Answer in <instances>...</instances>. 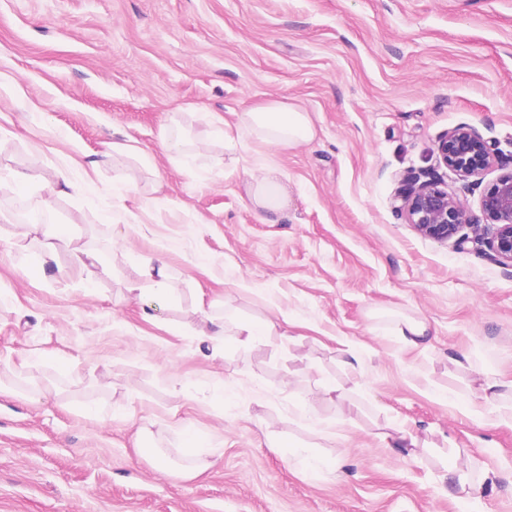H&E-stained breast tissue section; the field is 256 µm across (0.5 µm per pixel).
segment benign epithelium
Instances as JSON below:
<instances>
[{
  "instance_id": "1",
  "label": "benign epithelium",
  "mask_w": 512,
  "mask_h": 512,
  "mask_svg": "<svg viewBox=\"0 0 512 512\" xmlns=\"http://www.w3.org/2000/svg\"><path fill=\"white\" fill-rule=\"evenodd\" d=\"M437 166L445 167L462 178L480 179L498 162V153L476 129L461 125L449 130L436 143ZM399 197L407 223L421 235L438 241L455 240L461 244V229L472 223L465 202L448 193L442 177L433 173L413 174L403 178ZM486 218L494 226L487 245L504 262L512 263V172L500 176L479 202Z\"/></svg>"
}]
</instances>
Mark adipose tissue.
Returning a JSON list of instances; mask_svg holds the SVG:
<instances>
[{
    "label": "adipose tissue",
    "mask_w": 512,
    "mask_h": 512,
    "mask_svg": "<svg viewBox=\"0 0 512 512\" xmlns=\"http://www.w3.org/2000/svg\"><path fill=\"white\" fill-rule=\"evenodd\" d=\"M212 134L219 139L228 154H236L247 142L253 141L266 147L287 151L317 140L318 129L304 107L281 100H268L241 109L233 128L216 122ZM259 176L252 179L248 197L252 210L261 222L276 223L288 208V188L280 180V172L273 162L259 161ZM44 246L35 258L34 269L38 275H46L59 253H68L76 263H83L88 252L77 246L67 232L48 225L42 226ZM137 273L141 278L137 291L145 307H152L155 299L171 295V268L162 255L151 254L137 257ZM205 325L199 331L200 340L209 348L224 345L227 331H234L241 345L268 341L288 333L290 320L287 313L262 316L253 320L230 322L227 313H206Z\"/></svg>",
    "instance_id": "obj_1"
}]
</instances>
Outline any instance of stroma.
I'll return each instance as SVG.
<instances>
[{
	"label": "stroma",
	"instance_id": "obj_1",
	"mask_svg": "<svg viewBox=\"0 0 512 512\" xmlns=\"http://www.w3.org/2000/svg\"><path fill=\"white\" fill-rule=\"evenodd\" d=\"M270 99L312 112L317 141L254 143L221 170L222 146L189 163L160 143L172 121L198 138ZM460 124L499 153L479 185L444 178L477 217L512 171V0H0V175L70 159L85 188L52 198L51 222L108 266L90 282L63 252L38 277L13 203L40 197L0 190V512H512V420L468 406L484 381L512 390V266L421 236L396 200ZM258 157L288 188L275 224L247 196ZM152 253L178 300L147 314L128 288ZM227 305L294 324L213 355L194 331ZM381 309L420 315L429 346ZM396 428L422 447H383ZM190 430L197 476L137 452L151 437L182 461Z\"/></svg>",
	"mask_w": 512,
	"mask_h": 512
}]
</instances>
